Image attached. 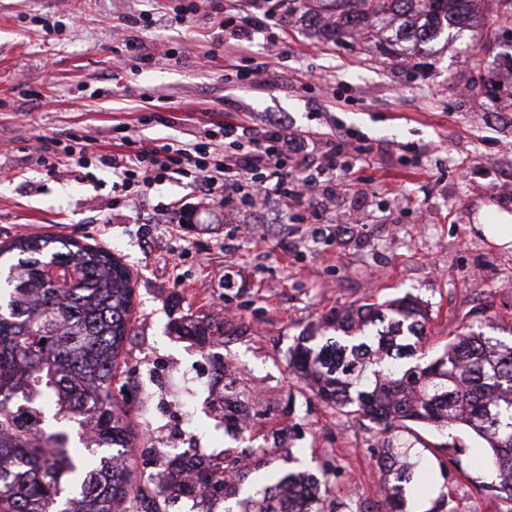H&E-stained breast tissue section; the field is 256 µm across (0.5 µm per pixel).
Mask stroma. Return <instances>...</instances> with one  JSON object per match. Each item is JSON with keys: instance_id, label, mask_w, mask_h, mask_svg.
I'll return each instance as SVG.
<instances>
[{"instance_id": "35a3bbf8", "label": "stroma", "mask_w": 512, "mask_h": 512, "mask_svg": "<svg viewBox=\"0 0 512 512\" xmlns=\"http://www.w3.org/2000/svg\"><path fill=\"white\" fill-rule=\"evenodd\" d=\"M474 39L441 45L424 68L374 42L334 43L308 21H288V0H0V246L21 236H70L109 250L132 273L131 334L112 392L133 421L134 485L150 489L156 454L209 461L242 447L212 393L219 362L262 413L253 447L292 449L302 465L340 470L334 495L356 512H376L382 435L317 400L288 367V349L321 317L351 305L411 294L427 304L429 352L461 325L492 317L512 333V247L475 229L482 206L512 212V50L486 43L512 29L499 0H474ZM268 16L271 29L248 51L225 48L215 13ZM154 45L150 60L126 46ZM122 59L121 80L113 61ZM155 96L144 107L143 94ZM248 113L314 138L341 130L349 144L335 198L315 194L314 223L272 198L228 212L186 185L164 181L140 199L115 197L116 124L151 145L187 141L211 124ZM95 139L91 178L45 174L36 137ZM196 209L178 224L172 202ZM222 313L223 343L198 346L173 322ZM419 482L443 492L423 512H512L479 484V462L440 470L424 456Z\"/></svg>"}]
</instances>
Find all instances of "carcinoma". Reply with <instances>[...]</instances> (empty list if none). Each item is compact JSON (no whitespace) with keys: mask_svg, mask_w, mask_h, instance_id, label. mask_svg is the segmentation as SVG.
<instances>
[{"mask_svg":"<svg viewBox=\"0 0 512 512\" xmlns=\"http://www.w3.org/2000/svg\"><path fill=\"white\" fill-rule=\"evenodd\" d=\"M472 0H331L322 31L338 40L361 29L391 32L393 48L428 51L479 26ZM0 512H160V502L187 494L199 503L213 492L225 512H341L329 499L334 472L270 469L265 449L229 448L210 462L169 457L152 478L151 498L130 480L128 416L112 396L120 350L130 332L131 273L102 246L51 234L19 237L0 247ZM427 312L408 295L322 317L333 335L300 336L289 366L315 397L369 422L387 436L379 455L383 512H403L419 462L409 450L432 452L413 426L471 429L478 449L512 501V341L464 330L422 365L405 366L424 347ZM180 336L220 340L224 321L202 314L175 325ZM241 434L250 430L246 394L226 380ZM405 429L413 441L402 442ZM76 435L84 452L72 446ZM438 452L457 469L467 449L451 441ZM252 473L263 496L241 497Z\"/></svg>","mask_w":512,"mask_h":512,"instance_id":"obj_1","label":"carcinoma"}]
</instances>
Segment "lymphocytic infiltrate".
<instances>
[{
	"label": "lymphocytic infiltrate",
	"instance_id": "obj_1",
	"mask_svg": "<svg viewBox=\"0 0 512 512\" xmlns=\"http://www.w3.org/2000/svg\"><path fill=\"white\" fill-rule=\"evenodd\" d=\"M118 152L101 157L103 165L116 175L112 184L122 195H141L153 185L177 177L199 192L202 199L224 206L253 204L259 194L302 201L316 188L314 173L336 171L339 149L335 141L324 151L313 153L305 136L291 135L277 125L253 133L243 123H228L220 130H206L199 139L179 144L143 146L137 144L127 125L115 126ZM223 143H216V136ZM38 161L47 172L62 168H84L93 145L90 138L73 136L71 144L57 148L50 138H42ZM249 180H242V173Z\"/></svg>",
	"mask_w": 512,
	"mask_h": 512
}]
</instances>
